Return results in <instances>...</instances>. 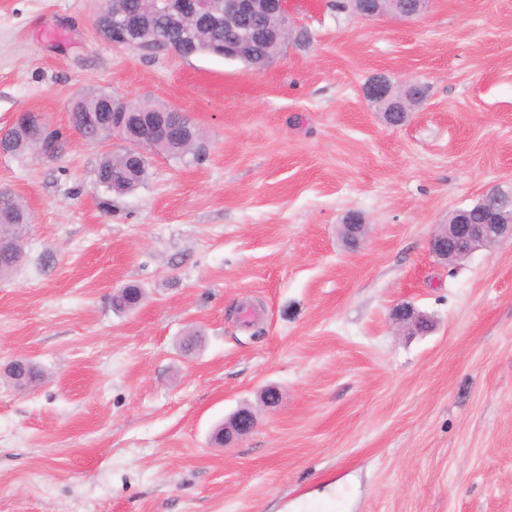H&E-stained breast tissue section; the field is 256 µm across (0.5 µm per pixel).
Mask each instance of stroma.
Here are the masks:
<instances>
[{"label":"stroma","instance_id":"35a3bbf8","mask_svg":"<svg viewBox=\"0 0 512 512\" xmlns=\"http://www.w3.org/2000/svg\"><path fill=\"white\" fill-rule=\"evenodd\" d=\"M99 6L0 0V128L35 112L65 136L53 159L0 156L32 215L0 279V366L44 372L0 373V512H512V239L428 250L512 190V0L405 20L291 0L293 38L260 66L116 49ZM377 75L426 88L401 125L363 95ZM93 90L185 113L200 156L152 153L107 193L122 142L69 123ZM129 284L146 297L117 312ZM401 304L430 329L397 331ZM243 405L253 431L213 444Z\"/></svg>","mask_w":512,"mask_h":512}]
</instances>
